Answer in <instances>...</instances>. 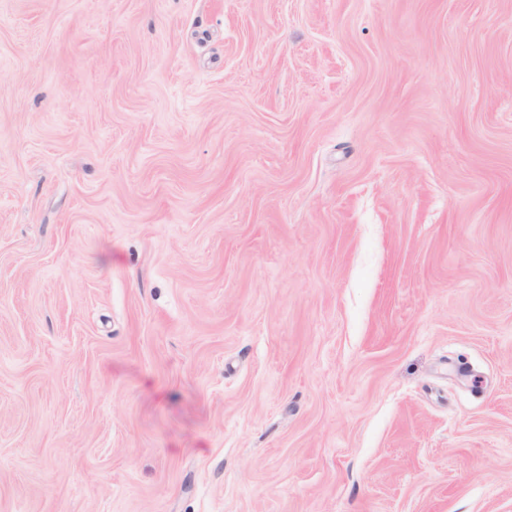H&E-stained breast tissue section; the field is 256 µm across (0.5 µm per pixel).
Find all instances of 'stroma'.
Here are the masks:
<instances>
[{
  "instance_id": "stroma-1",
  "label": "stroma",
  "mask_w": 512,
  "mask_h": 512,
  "mask_svg": "<svg viewBox=\"0 0 512 512\" xmlns=\"http://www.w3.org/2000/svg\"><path fill=\"white\" fill-rule=\"evenodd\" d=\"M0 512H512V0H0Z\"/></svg>"
}]
</instances>
